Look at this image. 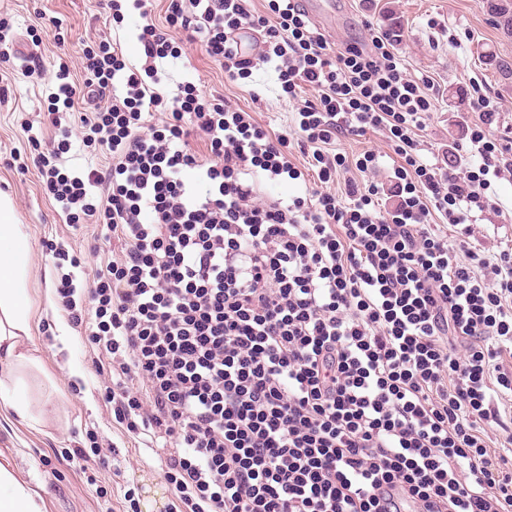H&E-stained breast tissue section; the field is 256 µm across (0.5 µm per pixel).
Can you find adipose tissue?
Segmentation results:
<instances>
[{
    "label": "adipose tissue",
    "instance_id": "1",
    "mask_svg": "<svg viewBox=\"0 0 512 512\" xmlns=\"http://www.w3.org/2000/svg\"><path fill=\"white\" fill-rule=\"evenodd\" d=\"M28 250L10 200L0 197V407L39 431L45 420L30 393L45 370L31 335ZM45 494L10 457L0 458V512H46Z\"/></svg>",
    "mask_w": 512,
    "mask_h": 512
}]
</instances>
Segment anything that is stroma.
Here are the masks:
<instances>
[{"label": "stroma", "mask_w": 512, "mask_h": 512, "mask_svg": "<svg viewBox=\"0 0 512 512\" xmlns=\"http://www.w3.org/2000/svg\"><path fill=\"white\" fill-rule=\"evenodd\" d=\"M335 16L321 21L329 42L342 44L367 37L366 23L383 32L396 29L403 38L396 52L414 76L434 83L436 110L430 113L420 134L421 155H450L455 146L467 144L468 125L478 116L457 105L455 91H470L472 84L486 90L498 143H512V86L503 85L494 70L484 65L485 55L512 60V38L504 36L488 20L481 0H335ZM10 27L0 32V51L20 47L12 64L0 68V194L7 195L30 244L28 288L34 309L33 336L45 369L55 382L46 393L49 416L44 432L31 431L20 420L0 427V452L30 471L45 485L49 512H123L125 491H133V512L153 492H161L165 504L159 512H174V491L161 470L158 456L129 436L112 419L104 398L106 379L92 364L93 348L84 333L70 328L68 343H59L58 324L66 320L59 301L48 298L62 273L76 276L77 287L112 258L113 243L98 240L96 225L74 228L67 223L55 200L40 185L36 168L18 172L12 165L15 152L24 150L28 136L38 137L42 147L56 151L58 137L48 114L60 58L78 60L83 43L104 37L111 21L107 0H0V19ZM172 81L193 73L199 90L212 93L233 106L252 113L257 122L275 133L288 132L295 109L282 92L272 70L254 71L239 83L225 80L219 65L200 45L187 46L184 56L171 62ZM260 102H253V94ZM338 152L355 158L366 151L381 156V167L369 179L383 186V208L395 205L390 197V177L400 165L387 139L367 132L338 141ZM493 209L479 214L468 240L470 248L494 257L512 246V178L492 186ZM80 256V268L58 265L47 245ZM99 252H92V245ZM98 447L105 466L74 456L77 448Z\"/></svg>", "instance_id": "1"}]
</instances>
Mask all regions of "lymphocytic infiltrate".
I'll return each mask as SVG.
<instances>
[{
	"mask_svg": "<svg viewBox=\"0 0 512 512\" xmlns=\"http://www.w3.org/2000/svg\"><path fill=\"white\" fill-rule=\"evenodd\" d=\"M164 2L159 26L150 0H108L115 22L138 12L141 65L115 30L83 49L80 79L59 66L51 102L85 105L82 141L105 164L66 173L40 153L34 165L67 220L120 244L84 304L71 275L56 290L75 327L94 316L114 419L162 447L176 512H512V248L462 256L435 225L469 238L512 174L486 96L466 100L480 164L447 169L419 154L433 84L392 37L332 48L291 0L263 13ZM244 28L258 52L240 50ZM185 40L231 82L272 68L298 103L293 132L190 80L161 92ZM369 130L402 160L389 211L377 184L332 189L378 167L375 153L351 165L332 150ZM297 148L316 188L261 195L258 183L304 180Z\"/></svg>",
	"mask_w": 512,
	"mask_h": 512,
	"instance_id": "f902f5d3",
	"label": "lymphocytic infiltrate"
}]
</instances>
